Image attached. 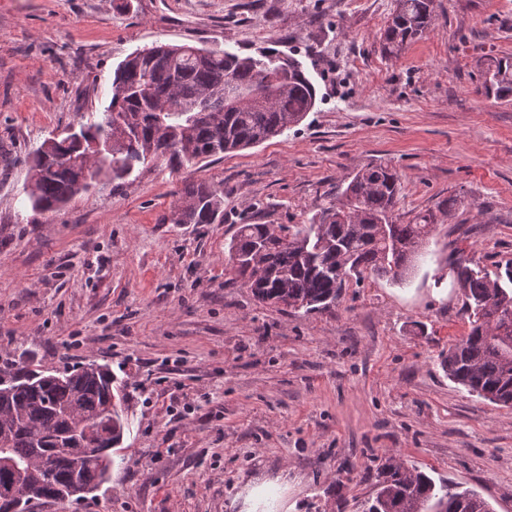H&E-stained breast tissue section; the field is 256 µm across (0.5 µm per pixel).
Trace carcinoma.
<instances>
[{"label": "carcinoma", "mask_w": 512, "mask_h": 512, "mask_svg": "<svg viewBox=\"0 0 512 512\" xmlns=\"http://www.w3.org/2000/svg\"><path fill=\"white\" fill-rule=\"evenodd\" d=\"M436 20L435 0H395L380 36L383 52L399 55ZM486 94L512 96V59L489 61ZM229 87L234 95L213 96ZM314 83L300 63L266 51L260 56L217 49L184 51L160 44L126 57L112 78L109 102L76 132L45 139L32 151L28 192L37 215L57 212L104 175L122 180L136 168L163 162L173 171L192 169L212 157L255 147L299 125L313 111ZM127 133L100 158L90 143L106 144L114 122ZM341 208H325L305 224H240L228 245L224 274L251 288L256 299L305 314L328 311L353 277L364 273L403 281L439 222L464 204L457 195L437 210L398 224L393 213L400 176L388 165H370L348 176ZM164 224L224 222V186L186 181ZM454 285L464 295L467 336L441 353L448 377L481 397L512 402V261L496 270H475L459 262ZM127 397L112 369L95 362L72 371L49 369L31 358L0 362V452L12 465L0 466V512L29 495L36 502H67L63 491L77 483L90 491L109 473L112 449L130 428ZM97 419L95 439L79 429ZM375 496L364 512H493L476 491L435 481L392 455L375 472Z\"/></svg>", "instance_id": "1"}]
</instances>
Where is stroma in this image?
<instances>
[{
	"label": "stroma",
	"mask_w": 512,
	"mask_h": 512,
	"mask_svg": "<svg viewBox=\"0 0 512 512\" xmlns=\"http://www.w3.org/2000/svg\"><path fill=\"white\" fill-rule=\"evenodd\" d=\"M436 4L391 56L394 0H0V350L109 365L130 397L108 481L38 512H242L250 484L280 475L287 492L256 512H360L386 455L512 512V407L440 358L469 329L455 259L512 260V97L483 87L489 60L512 57V0ZM160 43L294 56L318 103L255 148L101 177L34 214L31 151L102 111L117 65ZM376 164L401 177L397 223L464 200L406 282L367 276L312 315L225 283L241 220L305 223ZM189 179L223 183V223H162Z\"/></svg>",
	"instance_id": "stroma-1"
}]
</instances>
